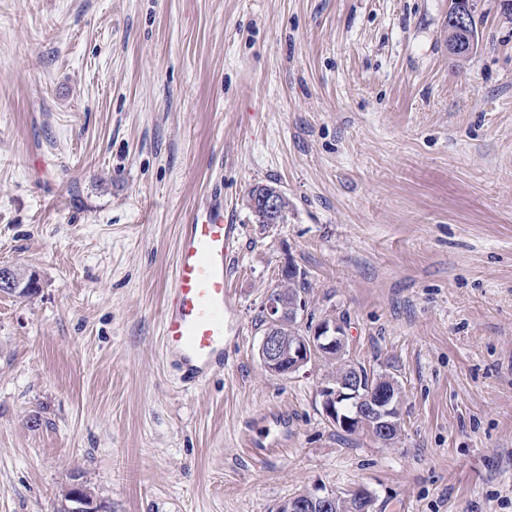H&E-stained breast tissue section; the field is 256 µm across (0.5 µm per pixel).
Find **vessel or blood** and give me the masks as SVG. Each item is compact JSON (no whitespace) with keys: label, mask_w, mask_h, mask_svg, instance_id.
Wrapping results in <instances>:
<instances>
[{"label":"vessel or blood","mask_w":512,"mask_h":512,"mask_svg":"<svg viewBox=\"0 0 512 512\" xmlns=\"http://www.w3.org/2000/svg\"><path fill=\"white\" fill-rule=\"evenodd\" d=\"M239 225L224 221V198L211 193L178 239L169 300L161 321V351L184 390L223 373L226 316L232 306L226 277Z\"/></svg>","instance_id":"vessel-or-blood-1"}]
</instances>
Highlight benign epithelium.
Segmentation results:
<instances>
[{
	"mask_svg": "<svg viewBox=\"0 0 512 512\" xmlns=\"http://www.w3.org/2000/svg\"><path fill=\"white\" fill-rule=\"evenodd\" d=\"M478 9V0H469L468 7H457V0H450L448 27L455 39L448 43L452 55L472 52L469 31ZM280 191L276 188L254 193L251 207L262 221L276 213L280 205ZM30 286L28 274L17 267L0 265V291L18 295ZM265 330L258 355L266 372L287 377L299 372L321 357H332L343 365L352 366L348 359L347 336L343 327L334 319L321 320L309 333L290 335L285 329L286 317L305 313L302 300H288L278 292L267 295L262 306ZM322 412L325 418L342 430L354 433L370 429L380 441L389 442L400 422V394L396 382L380 377L369 389L362 391L353 379L331 381L320 390ZM334 493L308 494L292 499L289 512H302L313 504L329 507Z\"/></svg>",
	"mask_w": 512,
	"mask_h": 512,
	"instance_id": "obj_1",
	"label": "benign epithelium"
}]
</instances>
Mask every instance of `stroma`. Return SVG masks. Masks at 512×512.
<instances>
[{
  "mask_svg": "<svg viewBox=\"0 0 512 512\" xmlns=\"http://www.w3.org/2000/svg\"><path fill=\"white\" fill-rule=\"evenodd\" d=\"M448 0H0V512H274L316 488L372 512H512V12L481 0L449 55ZM278 187L262 226L250 189ZM241 227L239 334L185 392L160 321L182 224L211 186ZM301 326L393 378L383 444L322 415V362L261 366L285 262ZM287 414L284 446L241 436ZM28 274L20 268L8 265H0V291L1 293H10L19 295L23 291H27V287L31 286L28 281ZM78 488H79V484H74L71 488H70V498L72 500V503H71V511L72 512H92L94 511V506L93 505H88L87 504V501L88 500L89 502L91 503H94L96 507V509H98V506H99V509L103 510V512H106L107 510H105L107 508L106 504L104 502H102L101 500H99L93 492H91V490L89 488H87L86 486H81V489H82V494L84 496V499L78 492Z\"/></svg>",
  "mask_w": 512,
  "mask_h": 512,
  "instance_id": "35a3bbf8",
  "label": "stroma"
}]
</instances>
